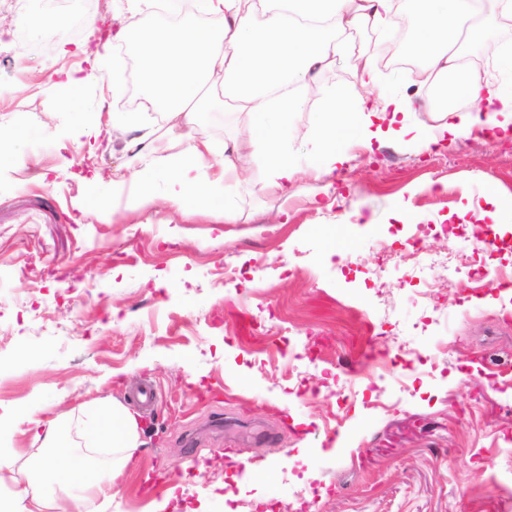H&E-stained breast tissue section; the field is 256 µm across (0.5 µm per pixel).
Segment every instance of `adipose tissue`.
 I'll return each instance as SVG.
<instances>
[{
	"label": "adipose tissue",
	"instance_id": "obj_1",
	"mask_svg": "<svg viewBox=\"0 0 512 512\" xmlns=\"http://www.w3.org/2000/svg\"><path fill=\"white\" fill-rule=\"evenodd\" d=\"M125 15L113 39L130 42L140 54V112H114L112 130L139 124L141 112L163 114L166 137L146 132L134 145L123 171L109 180L111 197H98L99 212L126 204L140 212L164 197L174 210L202 212L218 224H232L236 211L226 182H240L244 167L238 135L224 130V152L215 155L209 137L197 134L203 110V89L221 85L233 111L251 120L252 142L269 165L271 188L287 193L299 169L290 145L298 115L309 104L308 90L321 80L337 57L348 51L346 33L370 27L389 35L396 25L400 0H195L196 11L216 16L220 29L182 23L159 27L148 23L154 0H126ZM416 20L414 37L421 47L425 70L436 89L434 101L424 103L384 86L375 62L356 65L362 97L329 95L309 138L325 159L315 176L330 175L344 158L336 150L340 127L355 129L363 139L376 137L375 119L388 118V134L407 136L425 145L471 134L472 130L512 132V48L501 51L498 78L481 81L471 72L458 44L464 24L481 14L485 26L512 15V0H410ZM106 54H96L85 75L68 76L63 84L71 115L73 141L98 140L103 129L84 118V91L102 83L98 71ZM453 85H446V78ZM455 88L470 106L456 111L455 122L444 120L417 128L416 112L437 111L438 99ZM183 141L182 151L170 155L166 141ZM33 442L45 456L41 473L26 487L0 502V512H110L114 489L141 447L136 413L115 404H84L78 415L35 419Z\"/></svg>",
	"mask_w": 512,
	"mask_h": 512
}]
</instances>
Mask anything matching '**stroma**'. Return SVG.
<instances>
[{"instance_id": "stroma-1", "label": "stroma", "mask_w": 512, "mask_h": 512, "mask_svg": "<svg viewBox=\"0 0 512 512\" xmlns=\"http://www.w3.org/2000/svg\"><path fill=\"white\" fill-rule=\"evenodd\" d=\"M118 0H0V19L44 23L11 32L0 54V404L15 408L14 468L43 456L29 419L151 383L135 465L117 486L122 512H149L182 486L177 512H512V309L492 295L512 278V136L474 131L444 147L393 140L341 143L350 161L304 175L280 197L245 161L238 220L186 218L156 202L128 222L94 213L93 174L109 176L138 135L100 148L68 136L51 72L88 69ZM512 26L498 23L466 54L495 72ZM124 82L111 94L112 73ZM103 85L114 112L139 94L138 55L111 45ZM360 93L350 60L329 70L294 143L331 92ZM205 133L242 143L249 121L210 90ZM46 180H39V173ZM497 210L498 224L478 220ZM420 235L436 255L465 254L487 278L427 291L407 257Z\"/></svg>"}]
</instances>
